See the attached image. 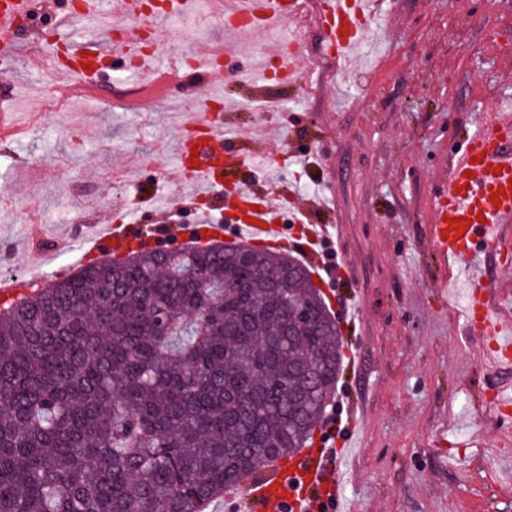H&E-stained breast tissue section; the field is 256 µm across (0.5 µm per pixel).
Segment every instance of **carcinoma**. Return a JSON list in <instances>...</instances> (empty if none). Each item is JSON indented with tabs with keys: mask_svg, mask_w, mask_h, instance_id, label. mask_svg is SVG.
<instances>
[{
	"mask_svg": "<svg viewBox=\"0 0 512 512\" xmlns=\"http://www.w3.org/2000/svg\"><path fill=\"white\" fill-rule=\"evenodd\" d=\"M134 251L0 305V512H197L303 447L341 336L304 268Z\"/></svg>",
	"mask_w": 512,
	"mask_h": 512,
	"instance_id": "obj_1",
	"label": "carcinoma"
}]
</instances>
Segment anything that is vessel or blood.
Segmentation results:
<instances>
[{
	"label": "vessel or blood",
	"mask_w": 512,
	"mask_h": 512,
	"mask_svg": "<svg viewBox=\"0 0 512 512\" xmlns=\"http://www.w3.org/2000/svg\"><path fill=\"white\" fill-rule=\"evenodd\" d=\"M144 0H114L112 10L125 25L121 51V72L131 69L144 24ZM370 0H321L317 23L327 38L335 59L347 58L354 46L363 42V27L373 14ZM227 8L251 18L244 25L247 33H257L288 17L299 15V0H226ZM36 0H0V57L13 59L22 37L20 21L34 17ZM71 59L92 52L101 59L112 54L111 45L96 41L81 44L66 41ZM299 72L302 64L287 60L281 50L266 54L259 68V79H266L271 68ZM195 122L203 132L196 139H179L175 153L177 172H191V182L206 192L220 184L222 172L251 168L253 157L228 152L229 139L222 125L206 115ZM499 202H492V194ZM237 206L247 210L248 221L219 224L207 213L200 214L193 232L211 231L234 238L240 245L265 246L275 251H292L311 277L321 278L323 254L330 236L325 224H307L301 235L290 233L276 209L267 201L263 189L239 185ZM469 219L465 234H457L452 222ZM152 241L137 224H99L88 236L89 250L107 257L132 247H149ZM428 248L440 262L467 255L485 257L491 251L512 249V105L489 110L463 144L453 151L448 173L434 194L431 208ZM469 303L463 320L467 334L478 337L482 361L491 369L512 367V281L487 280L477 263L469 275ZM346 474L342 455L332 454L327 440L277 458L252 480L246 497H224L226 512H332L342 499Z\"/></svg>",
	"instance_id": "1"
}]
</instances>
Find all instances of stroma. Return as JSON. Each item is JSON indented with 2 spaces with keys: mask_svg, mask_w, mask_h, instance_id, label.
Masks as SVG:
<instances>
[{
  "mask_svg": "<svg viewBox=\"0 0 512 512\" xmlns=\"http://www.w3.org/2000/svg\"><path fill=\"white\" fill-rule=\"evenodd\" d=\"M68 6L50 0L0 69V91H13L27 115L23 133L0 136V273L33 277L48 260L60 278L84 262L86 225L129 212L167 223L159 199L180 194L172 148L194 133L190 109L172 103L190 90L276 101L259 123L245 108L210 118L238 130L235 147L278 158L274 173L249 169L239 180L287 186L293 195L279 208L342 227L337 292L355 291L365 320L351 336L363 347L359 376H340L336 396L359 393L367 419L346 499L359 512H512V483L499 480L512 446L493 456L469 445L476 431L489 443L512 433V407L490 403L512 391V370L488 373L463 331L469 260H457L443 302L428 251L437 172L486 107L512 100V0H380L383 20L339 76L268 80L254 92L227 84L222 68L182 72L165 87L108 64L89 76L93 98L57 89L42 38L84 35L80 21L55 28ZM190 12L203 44L252 57L270 42L226 35L204 0ZM439 435L445 446H435Z\"/></svg>",
  "mask_w": 512,
  "mask_h": 512,
  "instance_id": "35a3bbf8",
  "label": "stroma"
}]
</instances>
